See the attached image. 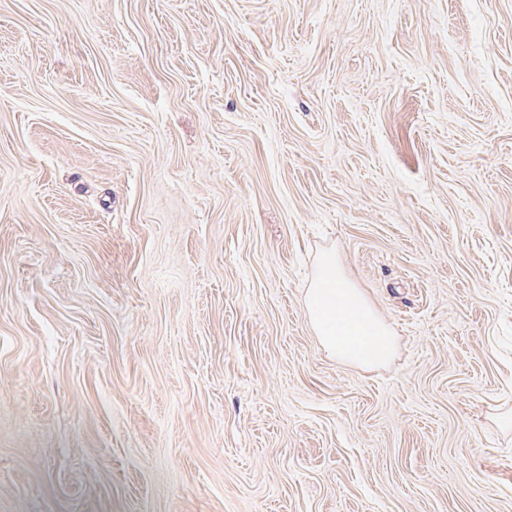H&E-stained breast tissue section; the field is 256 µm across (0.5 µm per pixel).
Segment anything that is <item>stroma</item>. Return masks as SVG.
Returning <instances> with one entry per match:
<instances>
[{"label": "stroma", "mask_w": 512, "mask_h": 512, "mask_svg": "<svg viewBox=\"0 0 512 512\" xmlns=\"http://www.w3.org/2000/svg\"><path fill=\"white\" fill-rule=\"evenodd\" d=\"M511 415L512 0H0V512H512ZM306 309L323 348L337 359L372 367L392 356L393 331L342 272L334 252L317 262Z\"/></svg>", "instance_id": "stroma-1"}]
</instances>
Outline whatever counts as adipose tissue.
Returning a JSON list of instances; mask_svg holds the SVG:
<instances>
[{
	"instance_id": "adipose-tissue-1",
	"label": "adipose tissue",
	"mask_w": 512,
	"mask_h": 512,
	"mask_svg": "<svg viewBox=\"0 0 512 512\" xmlns=\"http://www.w3.org/2000/svg\"><path fill=\"white\" fill-rule=\"evenodd\" d=\"M306 309L323 348L337 359L372 367L392 356L393 331L342 272L333 252L322 253L317 262Z\"/></svg>"
}]
</instances>
